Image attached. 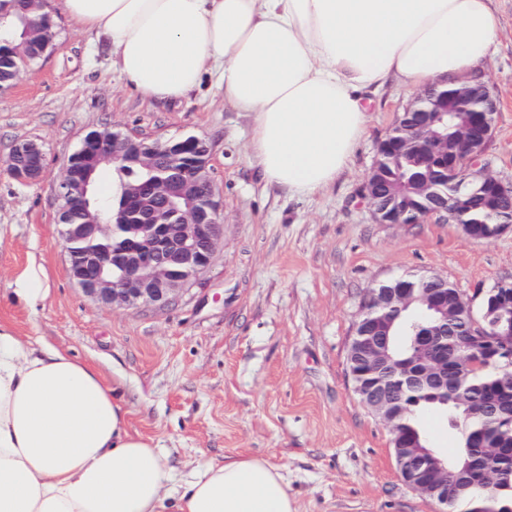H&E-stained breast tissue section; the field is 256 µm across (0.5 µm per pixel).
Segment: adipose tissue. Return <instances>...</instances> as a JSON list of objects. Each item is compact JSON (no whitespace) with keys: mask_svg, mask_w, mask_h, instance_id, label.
Listing matches in <instances>:
<instances>
[{"mask_svg":"<svg viewBox=\"0 0 512 512\" xmlns=\"http://www.w3.org/2000/svg\"><path fill=\"white\" fill-rule=\"evenodd\" d=\"M106 38L125 79L177 100L204 75L252 113L265 180L311 196L348 169L369 105L392 81H467L497 46L494 0H58ZM36 308L49 294L29 260L9 284ZM0 512H298L282 471L259 457L190 478L131 435L87 364L0 325Z\"/></svg>","mask_w":512,"mask_h":512,"instance_id":"obj_1","label":"adipose tissue"}]
</instances>
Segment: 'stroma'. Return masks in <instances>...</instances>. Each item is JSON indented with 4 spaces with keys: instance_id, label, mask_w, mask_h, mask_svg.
Segmentation results:
<instances>
[{
    "instance_id": "stroma-1",
    "label": "stroma",
    "mask_w": 512,
    "mask_h": 512,
    "mask_svg": "<svg viewBox=\"0 0 512 512\" xmlns=\"http://www.w3.org/2000/svg\"><path fill=\"white\" fill-rule=\"evenodd\" d=\"M496 49L478 75L498 101L484 162L512 181V0H495ZM105 38L57 20L55 49L0 91V324L86 362L126 412V428L164 451L180 476L200 464L257 456L284 469L299 512H440L402 481L391 434L361 403L346 369L369 288L438 275L480 305L477 289L512 279V232L475 242L458 224H376L356 194L378 143L416 93L386 86L370 106L352 163L312 196L267 183L251 158L254 117L205 77L159 101L131 86ZM109 127L151 139L194 135L211 149L224 240L214 263L169 307H113L69 277L53 186L84 135ZM33 139L44 177L7 171ZM47 275L37 308L9 284L29 259Z\"/></svg>"
}]
</instances>
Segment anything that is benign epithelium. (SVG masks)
I'll list each match as a JSON object with an SVG mask.
<instances>
[{
  "instance_id": "obj_1",
  "label": "benign epithelium",
  "mask_w": 512,
  "mask_h": 512,
  "mask_svg": "<svg viewBox=\"0 0 512 512\" xmlns=\"http://www.w3.org/2000/svg\"><path fill=\"white\" fill-rule=\"evenodd\" d=\"M497 109V100L483 84L441 92L433 87L429 94H418L405 111L421 112L424 119L412 125L407 136L390 130L378 149H391L420 160L425 173L414 191L426 204L417 208L391 197H380L377 186L384 175L375 165L366 175L361 193L374 223L421 224L433 219L456 224L457 215L480 207L487 213L486 220L463 225L469 239L489 240L512 228V220L503 217L499 208L501 204L512 203V184L491 174L483 164L485 149L494 134ZM192 150L197 152L198 160L191 171L182 172L174 167L183 153ZM78 155L89 156L98 165L130 160L151 173L159 163L173 165L167 177L151 184L155 198L151 210L139 218L127 214L130 225L138 229L140 236L129 240L123 251L111 254L92 244L96 234L122 227L117 221L65 224L61 230L67 251L78 239L86 242L79 260L68 257V272L88 295L107 305L169 306L211 267L224 237L221 202L210 173L209 144L195 136L161 142L122 132L113 133L112 143L108 144L92 130L82 139ZM73 166L74 157H66L55 196L83 201L88 196L90 173L83 168L75 180ZM44 170L45 150L40 142L23 140L15 144L9 172L16 180L36 183L42 179ZM473 183L484 190L478 204L462 192L463 187ZM483 300L486 313L470 327L477 346L461 344L459 356L451 363L448 333L438 328L425 330L420 324L412 325L414 360L402 367L391 354L392 323L378 331L368 325L367 315L371 311L388 320L415 304L443 320L448 318V279L437 275L420 276L415 284L408 281L368 289L349 343L355 365L375 372L385 367L391 369L393 378L388 381H367L362 374L351 372L354 391L366 409L391 432L394 457L405 485L440 504L448 502V466L429 455L430 482L410 468L413 449L421 444L416 438L404 437L398 423L401 393L406 382L414 380L456 399L470 376L497 366L504 372L505 387L495 404L485 409L497 422L512 428V284L499 282L483 293Z\"/></svg>"
}]
</instances>
